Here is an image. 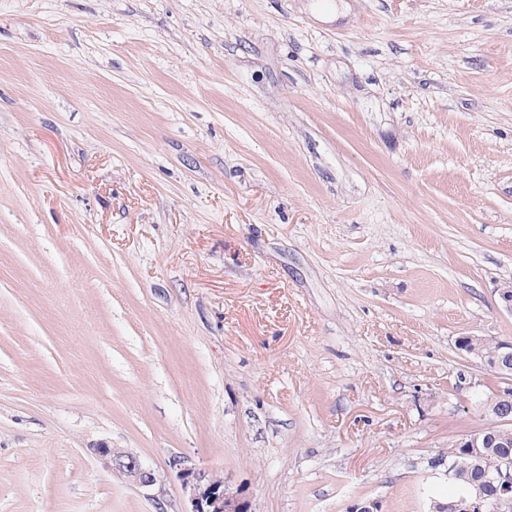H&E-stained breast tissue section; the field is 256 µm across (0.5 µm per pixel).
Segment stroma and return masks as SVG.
I'll return each instance as SVG.
<instances>
[{
    "label": "stroma",
    "instance_id": "1",
    "mask_svg": "<svg viewBox=\"0 0 512 512\" xmlns=\"http://www.w3.org/2000/svg\"><path fill=\"white\" fill-rule=\"evenodd\" d=\"M508 281L512 0H0V512H429ZM91 453L95 456L97 461H99L102 465L105 467H111L112 462L116 461L117 459L121 457H127L130 460H135V464H132L130 461H116L115 462V468L116 470L125 477L126 471L128 469L129 464V471H128V480L136 487H138L140 490L145 491L146 495L150 499H154L157 496L153 493H149L155 490L157 487V482L152 479L150 476L151 470L144 467L135 457L134 455L130 453H124V452H118L115 451L114 448H109L107 445H98L91 449ZM184 487L188 490V509L184 512H250L248 502L224 481L217 482L184 457H174Z\"/></svg>",
    "mask_w": 512,
    "mask_h": 512
}]
</instances>
